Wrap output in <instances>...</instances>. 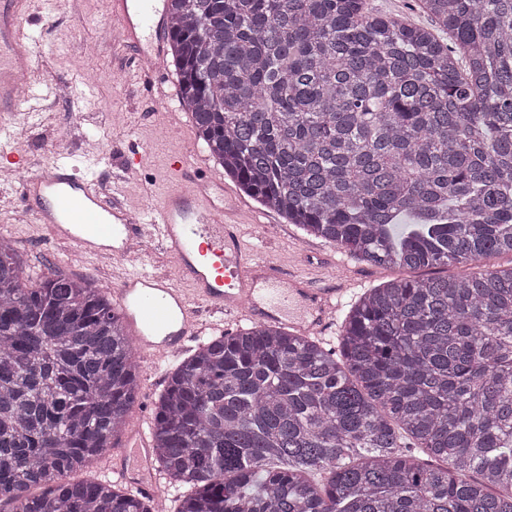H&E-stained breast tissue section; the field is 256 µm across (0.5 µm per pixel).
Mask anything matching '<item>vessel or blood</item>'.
Returning <instances> with one entry per match:
<instances>
[{
	"mask_svg": "<svg viewBox=\"0 0 512 512\" xmlns=\"http://www.w3.org/2000/svg\"><path fill=\"white\" fill-rule=\"evenodd\" d=\"M27 2L0 0V156L26 173L18 196L33 223L85 257L122 264L112 293L137 349L156 366L175 358L202 335L207 314L303 332L327 325L341 305L343 289L313 287L271 257L244 248L235 232L238 203L195 155L179 153L169 159L171 188L138 213L122 202L119 189L133 169L135 142L112 143L120 172L109 180L78 176L74 165L54 155L35 162L11 153L17 117L39 121L47 103L58 96L55 85L34 77L45 44L24 29ZM109 11L123 46L132 51L128 67L137 77L135 94L154 104L167 101L173 80L164 67L166 0H110ZM158 251L176 259L177 277L153 266ZM108 466L143 497L162 490L148 427H137Z\"/></svg>",
	"mask_w": 512,
	"mask_h": 512,
	"instance_id": "obj_1",
	"label": "vessel or blood"
}]
</instances>
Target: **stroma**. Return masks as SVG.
I'll list each match as a JSON object with an SVG mask.
<instances>
[{
    "instance_id": "obj_1",
    "label": "stroma",
    "mask_w": 512,
    "mask_h": 512,
    "mask_svg": "<svg viewBox=\"0 0 512 512\" xmlns=\"http://www.w3.org/2000/svg\"><path fill=\"white\" fill-rule=\"evenodd\" d=\"M26 23L28 31L41 37L46 54L38 65L41 79L55 84L85 83L84 96H66L47 112L42 127H23L14 144L16 153L35 159L51 152L77 158L87 155L88 143H98L108 152L113 140L132 138L141 145V158L124 183L123 199L133 211H141L155 201L167 185L165 162L169 155L197 144L193 123L174 130L169 108L150 107L134 96L135 74L124 68L129 49L113 46L101 31L112 24L100 13V0H57L52 14H45L42 0ZM114 114L106 122V114ZM16 199L15 183L0 182V231L10 236L27 261L32 277L54 270L79 280L92 279L110 288L116 265L74 255L66 246L45 237L35 224L12 221ZM250 211L259 216L256 224L241 227L246 246L270 250L285 268L322 283L339 278L355 280L354 295L397 277L394 269L377 268L357 260L334 243L308 236L254 198H246Z\"/></svg>"
}]
</instances>
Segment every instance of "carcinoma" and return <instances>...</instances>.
Returning <instances> with one entry per match:
<instances>
[{"label": "carcinoma", "mask_w": 512, "mask_h": 512, "mask_svg": "<svg viewBox=\"0 0 512 512\" xmlns=\"http://www.w3.org/2000/svg\"><path fill=\"white\" fill-rule=\"evenodd\" d=\"M423 2L432 32L366 0H167L180 106L241 191L371 266L475 267L370 289L338 353L201 340L151 424L176 512H512V266L486 264L512 253V0ZM139 380L108 294L32 282L0 234V502L154 512L71 479Z\"/></svg>", "instance_id": "carcinoma-1"}]
</instances>
